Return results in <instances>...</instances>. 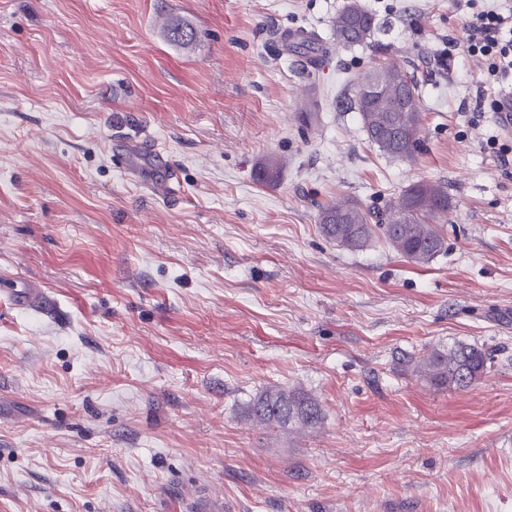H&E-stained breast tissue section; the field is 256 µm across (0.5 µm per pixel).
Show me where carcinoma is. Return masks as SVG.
Listing matches in <instances>:
<instances>
[{
  "instance_id": "cac0c4a2",
  "label": "carcinoma",
  "mask_w": 512,
  "mask_h": 512,
  "mask_svg": "<svg viewBox=\"0 0 512 512\" xmlns=\"http://www.w3.org/2000/svg\"><path fill=\"white\" fill-rule=\"evenodd\" d=\"M336 41L344 46L366 42L375 28L374 17L357 0H350L331 20ZM168 40L188 45L194 39L186 24L171 20ZM374 83L379 92L370 91ZM354 106L368 139L392 157L411 158L420 145L422 106L414 75L385 62L374 64L357 84ZM280 160L266 159L258 168L263 183L277 180ZM452 206L448 190L440 183L418 181L409 185L397 203L375 213L352 198L330 202L320 209L322 233L339 245L358 250L376 235L398 254L417 265L429 263L445 248L442 221ZM493 359L491 350L458 343L446 351L433 350L417 365L436 383L467 388L481 379ZM249 416L261 424L298 425L313 428L322 419L319 403L297 390L267 389L249 406Z\"/></svg>"
}]
</instances>
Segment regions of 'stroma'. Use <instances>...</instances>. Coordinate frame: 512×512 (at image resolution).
I'll use <instances>...</instances> for the list:
<instances>
[{
    "mask_svg": "<svg viewBox=\"0 0 512 512\" xmlns=\"http://www.w3.org/2000/svg\"><path fill=\"white\" fill-rule=\"evenodd\" d=\"M347 2L0 0V275L51 301L0 291V512H187L199 485L232 512H512V135L473 113L458 0H359L376 28L346 47ZM378 60L418 81L413 158L353 106ZM418 181L452 198L430 263L322 234L330 200ZM458 342L494 354L468 388L408 365ZM271 387L321 424L253 422Z\"/></svg>",
    "mask_w": 512,
    "mask_h": 512,
    "instance_id": "35a3bbf8",
    "label": "stroma"
}]
</instances>
